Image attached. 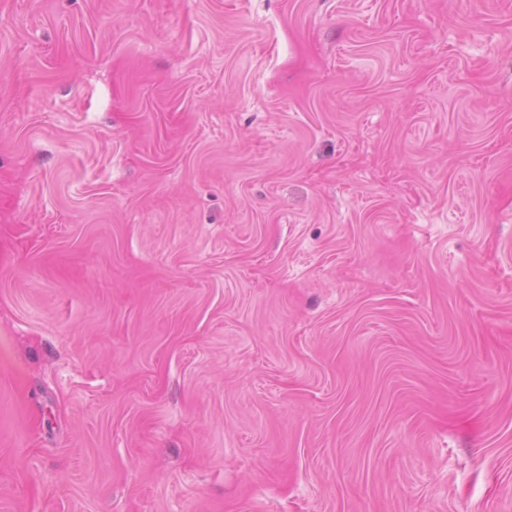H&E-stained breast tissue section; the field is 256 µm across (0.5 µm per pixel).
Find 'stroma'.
Listing matches in <instances>:
<instances>
[{
    "instance_id": "obj_1",
    "label": "stroma",
    "mask_w": 512,
    "mask_h": 512,
    "mask_svg": "<svg viewBox=\"0 0 512 512\" xmlns=\"http://www.w3.org/2000/svg\"><path fill=\"white\" fill-rule=\"evenodd\" d=\"M0 512H512V0H0Z\"/></svg>"
}]
</instances>
